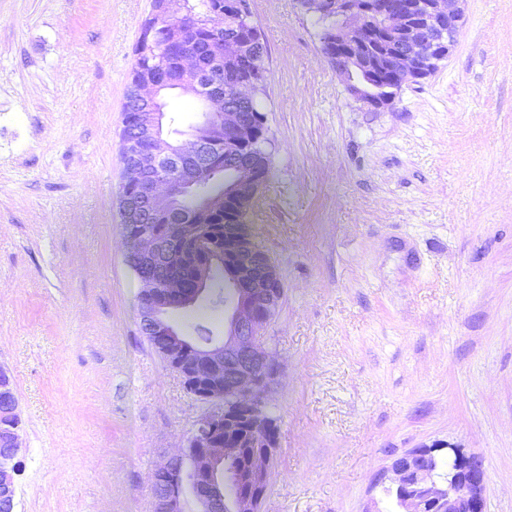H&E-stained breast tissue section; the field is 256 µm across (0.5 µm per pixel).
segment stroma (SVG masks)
<instances>
[{
	"label": "stroma",
	"instance_id": "1",
	"mask_svg": "<svg viewBox=\"0 0 512 512\" xmlns=\"http://www.w3.org/2000/svg\"><path fill=\"white\" fill-rule=\"evenodd\" d=\"M267 42L270 177L247 212L284 292L264 330L278 444L261 512H384L372 483L437 441L512 512V0H463L450 56L368 111L297 0ZM151 0H0V365L16 512H152L151 471L208 411L140 326L117 196ZM170 140L201 122L166 97Z\"/></svg>",
	"mask_w": 512,
	"mask_h": 512
}]
</instances>
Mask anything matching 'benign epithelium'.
I'll return each mask as SVG.
<instances>
[{
	"label": "benign epithelium",
	"instance_id": "7a95c632",
	"mask_svg": "<svg viewBox=\"0 0 512 512\" xmlns=\"http://www.w3.org/2000/svg\"><path fill=\"white\" fill-rule=\"evenodd\" d=\"M463 0H301L324 22L320 51L346 91L374 111L389 108L403 85L433 75L457 41ZM186 0H157L155 12L182 21ZM229 14L249 27V0H222L211 17ZM180 80L164 73L153 29L142 32L139 54L156 58L153 69L128 87L125 110L131 113L122 143L124 180L119 189L120 223L127 260L142 285L141 329L198 400L216 403L197 422L185 445L165 449L150 475L153 512H183L184 497L199 512H260L266 493L277 432L260 412L258 394L272 371L263 330L283 296L267 252L256 243L237 207L244 192L257 195L269 179L253 165V147L267 128L252 112L256 83L239 77L232 95L218 80L202 86L204 64L173 28ZM241 31L223 42V57L249 64ZM192 93L205 121L183 141L164 134L165 94ZM229 182L224 195L202 200V210L224 214L220 224L196 215L174 219L183 199L195 194L219 161ZM233 288L235 302L224 309L225 337L188 336L171 319L176 310L198 306L218 262ZM0 406L18 411L10 382L0 383ZM250 448L243 469L219 475L220 467ZM17 429L0 431V512H15L19 456ZM488 475L481 456L448 443L411 448L395 457L376 479L393 512H486ZM243 491L224 494V485Z\"/></svg>",
	"mask_w": 512,
	"mask_h": 512
}]
</instances>
